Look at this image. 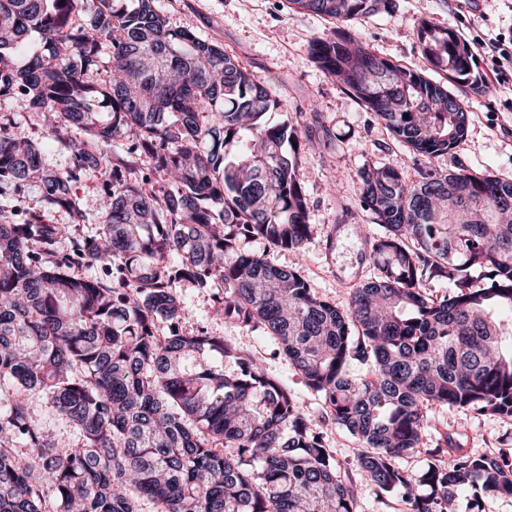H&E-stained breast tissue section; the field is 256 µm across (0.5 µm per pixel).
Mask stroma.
<instances>
[{"label": "stroma", "instance_id": "obj_1", "mask_svg": "<svg viewBox=\"0 0 512 512\" xmlns=\"http://www.w3.org/2000/svg\"><path fill=\"white\" fill-rule=\"evenodd\" d=\"M390 11L345 23L352 37L398 64L421 67L417 31L421 21L450 27L470 42L501 38L512 42V0H393ZM170 26L187 29L222 47L259 79H272L282 108L267 113L265 122L291 119L301 133L312 135L319 147L299 169L310 208L313 232L299 252L269 243H247L248 251L267 256L278 265L300 267L321 297L346 305L349 292L376 272L361 240L358 225L370 233L371 224L356 196L359 170L366 164L387 162L408 177L417 178L421 161L406 147L394 144L389 132L335 78L317 67L308 53L310 41L322 35L330 19L288 9L285 0H157ZM467 136L447 155L432 159V168H466L512 179V70L487 94H468ZM0 119L11 122L13 133L43 147L46 165L66 169L70 154L48 139L42 122L19 98L0 100ZM184 331L207 330L233 340L258 358L265 371L283 384L312 424L323 412L301 375L279 353L263 331H250L224 322L215 313L211 291L186 288ZM426 440L435 443L440 432L464 434L468 448L483 453L512 441V418L481 415L471 409L434 408L429 411Z\"/></svg>", "mask_w": 512, "mask_h": 512}]
</instances>
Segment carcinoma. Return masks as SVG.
Here are the masks:
<instances>
[{"label":"carcinoma","mask_w":512,"mask_h":512,"mask_svg":"<svg viewBox=\"0 0 512 512\" xmlns=\"http://www.w3.org/2000/svg\"><path fill=\"white\" fill-rule=\"evenodd\" d=\"M286 2L341 23L392 5ZM418 39L431 70L486 92L454 29L423 21ZM309 52L418 156L465 139L468 112L425 70L339 30ZM10 96L49 136L80 138L56 171L0 123V182L35 186L43 201L20 220L0 209V512H141L145 498L155 512H357L359 478L399 512H448L463 493L483 512L484 497L512 496V448L476 455L448 433L425 447L434 407L512 418V179L463 167L410 181L385 163L362 167L359 206L383 229L365 239L377 274L339 307L298 268L244 249L296 251L311 234L298 172L312 137L287 119L264 123L280 107L273 82L171 27L156 0H0V97ZM143 158L163 190L130 180ZM90 172L106 183L100 227L72 238L49 214L85 223L72 186ZM95 265L103 276L76 274ZM429 279L456 291L433 297ZM183 284L213 289L225 322L275 340L323 424L358 442L355 468L248 351L181 330ZM421 450L419 473L397 464Z\"/></svg>","instance_id":"carcinoma-1"}]
</instances>
